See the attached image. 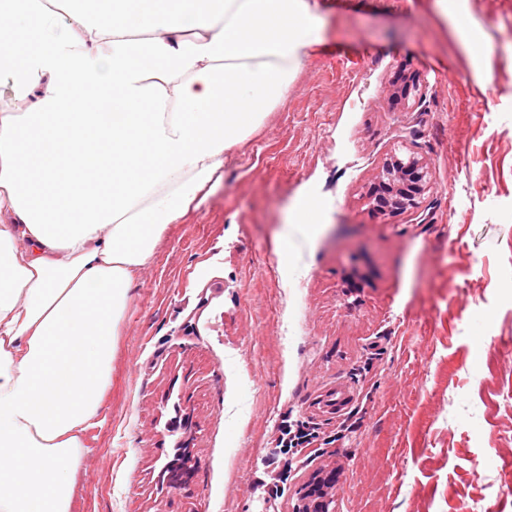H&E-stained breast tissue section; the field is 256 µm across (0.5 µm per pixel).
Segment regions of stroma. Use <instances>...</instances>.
Listing matches in <instances>:
<instances>
[{
	"instance_id": "35a3bbf8",
	"label": "stroma",
	"mask_w": 512,
	"mask_h": 512,
	"mask_svg": "<svg viewBox=\"0 0 512 512\" xmlns=\"http://www.w3.org/2000/svg\"><path fill=\"white\" fill-rule=\"evenodd\" d=\"M328 2L322 45L134 283L74 512H292L323 467L333 512H512V0H470L482 77L434 0ZM403 69L410 111L386 98ZM410 149L433 188L381 223L362 195ZM287 419L311 438L283 455ZM401 85L393 84L388 91V100L392 105L397 102H403V105H407V101L412 95L414 100H417L416 104H420L423 99V88L420 83V77L415 73H411L408 76H404ZM408 106V105H407Z\"/></svg>"
}]
</instances>
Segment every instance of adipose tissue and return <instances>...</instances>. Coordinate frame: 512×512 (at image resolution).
<instances>
[{
    "mask_svg": "<svg viewBox=\"0 0 512 512\" xmlns=\"http://www.w3.org/2000/svg\"><path fill=\"white\" fill-rule=\"evenodd\" d=\"M82 2L0 0V512H73L136 275L324 40L319 0Z\"/></svg>",
    "mask_w": 512,
    "mask_h": 512,
    "instance_id": "adipose-tissue-1",
    "label": "adipose tissue"
}]
</instances>
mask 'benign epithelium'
I'll return each instance as SVG.
<instances>
[{"label":"benign epithelium","mask_w":512,"mask_h":512,"mask_svg":"<svg viewBox=\"0 0 512 512\" xmlns=\"http://www.w3.org/2000/svg\"><path fill=\"white\" fill-rule=\"evenodd\" d=\"M410 98L419 102L423 99L420 77L414 73L403 77L402 84H394L388 91V100L393 105ZM432 185V170L416 152H409L404 162L391 153L379 165L366 199L375 214L394 217L419 209ZM334 479V472L326 468L316 472L294 512H328V492Z\"/></svg>","instance_id":"obj_1"}]
</instances>
